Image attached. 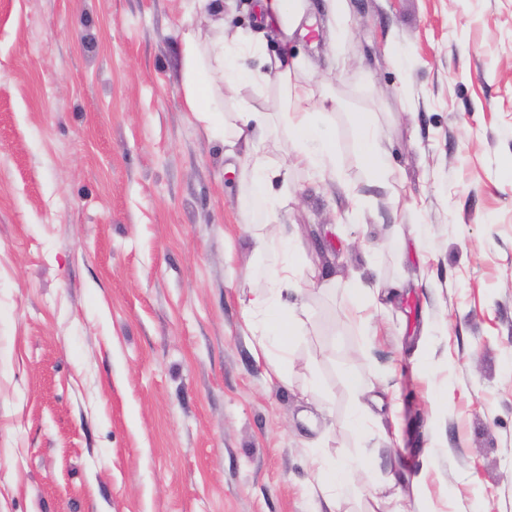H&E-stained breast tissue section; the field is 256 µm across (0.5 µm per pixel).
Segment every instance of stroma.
<instances>
[{
    "instance_id": "stroma-1",
    "label": "stroma",
    "mask_w": 512,
    "mask_h": 512,
    "mask_svg": "<svg viewBox=\"0 0 512 512\" xmlns=\"http://www.w3.org/2000/svg\"><path fill=\"white\" fill-rule=\"evenodd\" d=\"M349 5L321 76L364 218L336 224L330 178L274 181L311 314L279 382L239 296L280 255H254L262 207L243 223L242 169L183 108L187 0H0V512H309L324 461L366 451L341 512L375 479L407 512H512V0ZM224 32L284 53L254 0ZM354 112L392 142L385 186ZM356 275L387 294L366 324ZM352 373L395 406L364 439ZM350 130L367 176L375 183H382L388 173L387 141L382 128L371 114L358 112L350 117Z\"/></svg>"
}]
</instances>
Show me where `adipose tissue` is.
<instances>
[{
    "label": "adipose tissue",
    "mask_w": 512,
    "mask_h": 512,
    "mask_svg": "<svg viewBox=\"0 0 512 512\" xmlns=\"http://www.w3.org/2000/svg\"><path fill=\"white\" fill-rule=\"evenodd\" d=\"M255 7L257 23L275 31L282 41H291L303 33L307 0H255ZM193 9V16L184 20L180 30L183 107L210 136L223 140L228 158L242 163L247 174V197L266 199V221L275 223L282 203L267 199L266 194L270 180L279 172L262 144L274 126H282L286 132L285 150L294 165L316 173H335L336 143L327 126L339 108L336 95L328 84L312 78L307 63L298 54L291 56L288 65H276L271 73L247 67L243 59L252 48L226 39L223 0H195ZM206 29L211 32L207 38L202 35ZM260 83L274 85L277 112H268L260 104L225 111L221 97ZM350 130L367 176L373 182H383L388 173V150L382 128L371 114L358 112L350 118ZM252 239L257 255H266L276 245L286 257L261 269V276L269 284L265 293L243 299L244 329L255 337L258 354L284 357L292 336L298 335L308 320L306 310L279 305L283 291L296 284L298 260L290 253V243L274 241L268 231H254ZM371 463L366 455L325 463L308 489L314 512H340L353 471Z\"/></svg>",
    "instance_id": "obj_1"
}]
</instances>
